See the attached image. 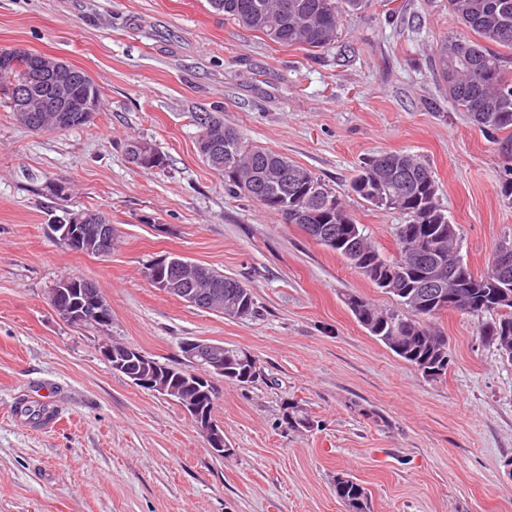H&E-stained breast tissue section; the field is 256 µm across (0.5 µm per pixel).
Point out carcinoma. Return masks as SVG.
Returning a JSON list of instances; mask_svg holds the SVG:
<instances>
[{
    "instance_id": "1",
    "label": "carcinoma",
    "mask_w": 512,
    "mask_h": 512,
    "mask_svg": "<svg viewBox=\"0 0 512 512\" xmlns=\"http://www.w3.org/2000/svg\"><path fill=\"white\" fill-rule=\"evenodd\" d=\"M211 8L224 19L260 32L280 45L297 47L310 52L328 48L337 38L342 13L358 11L364 0H208ZM448 11L473 37L448 36L434 47L430 56L431 68L448 100L467 113L487 137L498 141L496 134L512 131V78L503 68V53L512 51V0H448ZM0 59L7 67H0V95L9 109H14V90L34 80L36 70L29 52L21 49H0ZM43 108L36 113L39 129L53 130L51 113L47 109L55 102V93L45 81L39 82ZM207 120L221 127L225 141L219 156L227 152L237 157V171L230 173L218 159L206 160L207 165L224 177L225 188L243 193L241 180H251L261 187L260 192L246 196L258 201L266 210L280 215L285 221L296 214L304 216L306 224H320L333 230L337 242L318 241L344 258L357 272L369 277L365 265L379 267L387 263L365 229L356 223L346 210L342 193L328 186L308 169L293 163L287 157L261 146L250 145L235 129L220 119L207 115ZM500 142V141H498ZM503 176L499 183L500 195L512 202V134L500 142ZM326 189L329 204L322 205L310 187ZM351 192L381 210H395L407 218L409 232L398 236V253L408 257L429 254L424 265L409 264L399 269L388 293L412 312L409 319L397 310H380L357 295L346 298V304L356 320L368 332L382 341L397 356L423 371L448 356V338L436 332L429 320L444 308L435 302L423 309L416 303L423 285L442 270L443 292L461 295L465 305L461 310L477 317L491 315L480 327L483 340L498 351L512 348V302L509 311L501 312L492 305L491 295L499 283L497 261L500 255H512V242L498 244L487 271L475 275L460 255V236L457 225L448 219L446 210L438 201V185L429 165L416 155L390 151L369 156L358 174L350 181ZM465 269L462 281L446 278L448 272ZM192 278L205 290L224 296V301L241 298L248 307V315L256 314V303L250 288L234 277L219 273L205 265L191 268ZM239 353L236 347L224 350L225 380L251 383L259 375L252 371L242 376L231 361ZM284 418L292 430H308L314 424L306 408L290 402ZM336 497L348 512H368V496L357 481L339 476L334 485Z\"/></svg>"
}]
</instances>
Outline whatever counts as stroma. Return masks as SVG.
Listing matches in <instances>:
<instances>
[{
  "mask_svg": "<svg viewBox=\"0 0 512 512\" xmlns=\"http://www.w3.org/2000/svg\"><path fill=\"white\" fill-rule=\"evenodd\" d=\"M464 31L448 0H367L313 54L226 21L207 0H0V49L60 58L101 92L93 122L47 132L0 100V512H347L341 474L365 488L371 512H512V364L483 342L481 318L432 319L450 362L425 377L345 303L389 309L390 294L300 226L229 193L196 149L194 118L214 113L343 192L387 259L404 216L346 188L370 155H418L482 274L512 241L498 145L429 64L437 42ZM134 138L165 167L130 162ZM88 209L116 227L107 256L72 250L53 230ZM173 254L243 282L256 315L230 319L155 288L149 265ZM65 276L99 288L109 325L57 316L49 297ZM186 339L248 350L261 367L251 384L214 381L230 456L213 455L178 404L103 354L113 341L167 363ZM21 401L52 405L55 423L17 414ZM292 401L314 429L286 427Z\"/></svg>",
  "mask_w": 512,
  "mask_h": 512,
  "instance_id": "35a3bbf8",
  "label": "stroma"
}]
</instances>
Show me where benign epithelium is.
<instances>
[{
    "label": "benign epithelium",
    "mask_w": 512,
    "mask_h": 512,
    "mask_svg": "<svg viewBox=\"0 0 512 512\" xmlns=\"http://www.w3.org/2000/svg\"><path fill=\"white\" fill-rule=\"evenodd\" d=\"M39 69L51 80L57 94L54 112L57 114L56 124L64 126L73 118L90 122L96 112V90L91 89L78 93L73 90L74 72L70 66L54 57L39 56ZM36 97V87L26 86L18 91L15 112L20 119L33 123L30 116L31 103ZM60 236L72 248L105 256L110 252L115 227L99 212H78L71 216L70 222L60 226ZM151 278L158 288L171 293L182 302L201 309L218 312L226 318L240 319L245 317L244 308L230 304L224 305L219 300L193 288L186 273V263L177 258L165 257L158 261L156 269L151 271ZM51 305L57 315L73 326H82L87 321L105 320L108 305L102 298L89 295L87 302L79 309L70 302L65 287H55ZM182 362L188 367L198 369L203 380L214 382L224 375V345L221 343L190 340L181 344ZM105 351L114 359V367L122 371L133 384L146 387L177 402L191 417L197 429L205 436L211 451L223 457L230 453L224 442V431L219 429L212 420L200 414L196 398L175 388L167 376V369L147 367L149 358L142 352L132 348L116 356L112 347Z\"/></svg>",
    "instance_id": "1"
}]
</instances>
